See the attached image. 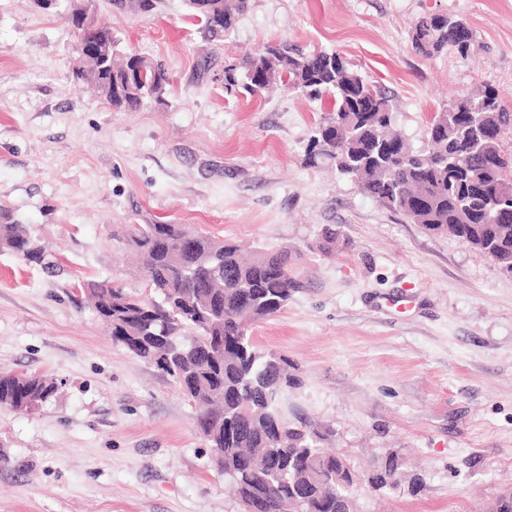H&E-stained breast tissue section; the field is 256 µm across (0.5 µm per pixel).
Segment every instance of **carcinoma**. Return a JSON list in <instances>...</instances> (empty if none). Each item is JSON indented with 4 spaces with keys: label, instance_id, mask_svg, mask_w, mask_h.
<instances>
[{
    "label": "carcinoma",
    "instance_id": "carcinoma-1",
    "mask_svg": "<svg viewBox=\"0 0 512 512\" xmlns=\"http://www.w3.org/2000/svg\"><path fill=\"white\" fill-rule=\"evenodd\" d=\"M249 0H207L200 24L208 41L233 31ZM156 0H111L118 10L148 16ZM465 21L448 14L419 17L412 47L431 56L448 48L462 56ZM150 85L131 76L123 61L107 69L83 60V81L117 110H136L144 100L164 101L171 84L166 69L139 57ZM225 88L251 96L283 85L310 99L334 97L318 126L308 158L324 159L359 190L426 230L460 238L512 273V111L489 89L448 103L426 129L427 150H415L393 133L390 99L350 69L335 52H291L268 45L224 70ZM124 238L144 260L146 281L159 298L129 294L108 283L89 287L97 314L110 325L112 342L152 362L193 402L195 417L219 424L207 440L214 462L241 503L263 512H356L348 492L356 474L339 454L317 444L319 435L293 426L280 411L288 387V359L247 337L232 336L283 311L303 286L286 250L260 248L242 256L238 245L183 224H126ZM28 262L45 259L40 239L26 226L0 217V246ZM52 379L0 374V407L18 409L48 399ZM395 456L373 470L377 489H396Z\"/></svg>",
    "mask_w": 512,
    "mask_h": 512
}]
</instances>
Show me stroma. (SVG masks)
I'll list each match as a JSON object with an SVG mask.
<instances>
[{"mask_svg": "<svg viewBox=\"0 0 512 512\" xmlns=\"http://www.w3.org/2000/svg\"><path fill=\"white\" fill-rule=\"evenodd\" d=\"M426 13L466 21L468 56L413 50ZM96 18L168 71L165 102L112 110L74 80L63 14L0 0V210L58 264L0 250V372L58 385L38 411L0 409V512H242L194 407L88 300L91 282L147 295L120 234L153 223L292 254L304 288L252 333L293 364L281 411L347 460L357 512H487L512 486V276L311 164L331 98L229 91L224 69L268 44L339 53L421 147L434 112L484 85L512 110V0H250L219 46L184 0L147 18L96 0ZM391 453L416 491L363 480Z\"/></svg>", "mask_w": 512, "mask_h": 512, "instance_id": "35a3bbf8", "label": "stroma"}]
</instances>
